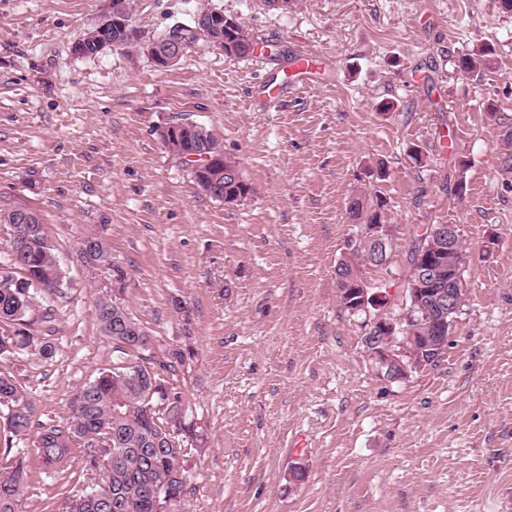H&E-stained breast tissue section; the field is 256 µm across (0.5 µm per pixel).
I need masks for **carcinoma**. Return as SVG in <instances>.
Segmentation results:
<instances>
[{
	"instance_id": "obj_1",
	"label": "carcinoma",
	"mask_w": 512,
	"mask_h": 512,
	"mask_svg": "<svg viewBox=\"0 0 512 512\" xmlns=\"http://www.w3.org/2000/svg\"><path fill=\"white\" fill-rule=\"evenodd\" d=\"M108 34L109 30L97 25L81 36L88 56H93ZM230 39L243 56L250 54L255 45L253 35L243 25L232 29ZM493 60L494 49L483 46L458 56L455 67L462 73L475 74L490 67ZM489 117L500 128L499 138L505 147L500 158L502 175L511 177L512 122L498 116L493 107ZM219 189L239 200L250 191L241 171L235 177L224 175ZM384 206L380 196L360 194L348 209L349 218L354 224H380ZM23 212V207L0 209V232L11 234L15 218ZM27 229V243L7 272L9 286L0 279V360L33 347L46 359L56 352L50 334L35 332L29 313L39 299L61 297L60 289L52 286L60 266L46 225L37 221ZM94 315L100 334L112 340L115 360L73 397L66 423H33L32 402L11 373L0 369V433L4 441L0 448V512H18L21 495L28 486L29 460L13 451L14 442L28 439L41 468L60 481L65 512H178L191 479L186 462L192 453L188 444L194 433L187 426L184 432L169 438L166 424L184 405L175 380L184 355L174 349L151 366H140L152 374V379H144L125 366L140 360V349L131 337L112 334V299L96 297ZM166 387L173 391L176 401L164 408H149L158 403V395ZM77 448L83 449L82 484H73L64 476Z\"/></svg>"
}]
</instances>
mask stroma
Wrapping results in <instances>:
<instances>
[{
  "label": "stroma",
  "mask_w": 512,
  "mask_h": 512,
  "mask_svg": "<svg viewBox=\"0 0 512 512\" xmlns=\"http://www.w3.org/2000/svg\"><path fill=\"white\" fill-rule=\"evenodd\" d=\"M129 2L136 41L79 57L73 42L112 0H0V209L37 211L64 273L55 355L0 362L36 419L65 422L111 365L93 304L116 283L154 355H185L177 381L197 442L180 512H512V183L486 113L512 119V13L495 0ZM208 8L237 17L264 54L195 45L156 67L142 42ZM486 44L495 65L457 70ZM294 49L325 59L320 81L263 111L257 84L289 82ZM188 121L239 161L244 200L206 195L163 147L158 128ZM361 190L386 202L389 263L366 276L391 318L407 312L419 235L463 233L446 350L400 381L365 345L374 313L338 296ZM89 235L111 266L82 262ZM18 509L60 512L40 465Z\"/></svg>",
  "instance_id": "obj_1"
}]
</instances>
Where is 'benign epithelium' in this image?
Instances as JSON below:
<instances>
[{
  "instance_id": "7a95c632",
  "label": "benign epithelium",
  "mask_w": 512,
  "mask_h": 512,
  "mask_svg": "<svg viewBox=\"0 0 512 512\" xmlns=\"http://www.w3.org/2000/svg\"><path fill=\"white\" fill-rule=\"evenodd\" d=\"M112 27L123 33L130 40L135 39V31L129 19L120 6L112 9L110 19ZM194 33L206 43V47L224 53H234V43L224 37V32L240 24L232 16H226L218 10H203L195 17ZM188 46L185 39L168 36L163 40H152L143 44V49L158 67L168 68L175 65L184 55ZM180 161L197 169L210 167L217 171L207 154L194 151H184ZM462 231L458 224H432L427 227L425 235L438 237L447 246L436 252L422 249L421 260L413 268L414 277L408 279L411 287L406 289L411 299V306L404 319V325L399 327L386 313L382 312L388 301L384 295L374 290L373 284L362 276L360 271L351 269L337 277V281L345 282L347 288L342 296L343 306L353 313L377 310L376 320L365 336V345L377 360L383 376L391 380H401L434 362L443 352L454 318V302L457 288L453 280H444L445 266L453 265L456 243ZM361 236L367 237L374 245L376 262L374 267L381 268L389 262L385 256L388 243V228L385 224L364 225ZM429 303L435 310L434 326L426 336L417 335L414 327L417 307Z\"/></svg>"
}]
</instances>
